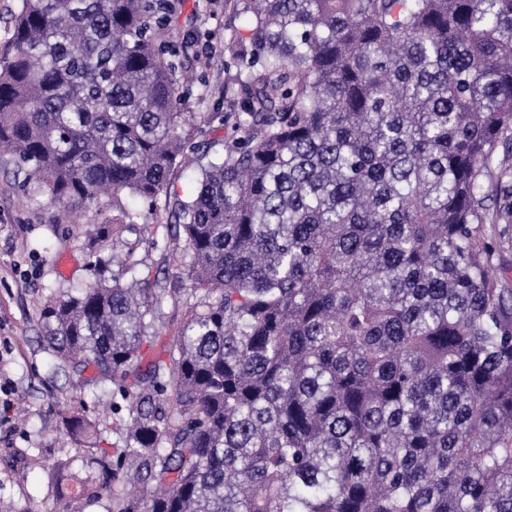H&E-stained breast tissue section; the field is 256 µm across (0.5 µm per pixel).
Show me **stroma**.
I'll list each match as a JSON object with an SVG mask.
<instances>
[{"instance_id": "1", "label": "stroma", "mask_w": 512, "mask_h": 512, "mask_svg": "<svg viewBox=\"0 0 512 512\" xmlns=\"http://www.w3.org/2000/svg\"><path fill=\"white\" fill-rule=\"evenodd\" d=\"M175 8L176 36L193 29L211 33L205 59L190 63L206 72L208 83L183 96L180 109L223 111L224 34L246 31V17L228 0H176ZM15 178L13 161L0 154V502L18 508L33 498L45 512H55L49 468L78 453L64 429L63 410L83 406L91 416L108 414L112 399H94L54 371L40 313L50 295L90 282L85 232L103 216L92 205L67 208L43 193L11 190ZM124 238L142 260L140 275L159 279L170 295H178L183 282L176 241L162 238L150 246L139 226Z\"/></svg>"}]
</instances>
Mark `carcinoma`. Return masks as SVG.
Wrapping results in <instances>:
<instances>
[{"label": "carcinoma", "mask_w": 512, "mask_h": 512, "mask_svg": "<svg viewBox=\"0 0 512 512\" xmlns=\"http://www.w3.org/2000/svg\"><path fill=\"white\" fill-rule=\"evenodd\" d=\"M240 2L230 111L199 122L178 104L210 34L170 41L169 0L14 13L17 188L116 211L86 231L91 284L41 313L54 369L112 390V418L63 416L98 470L52 466L58 512L90 486L107 512H512V288L485 228L512 223V0ZM126 194L164 199L189 283L150 360L166 288L104 257Z\"/></svg>", "instance_id": "cac0c4a2"}]
</instances>
